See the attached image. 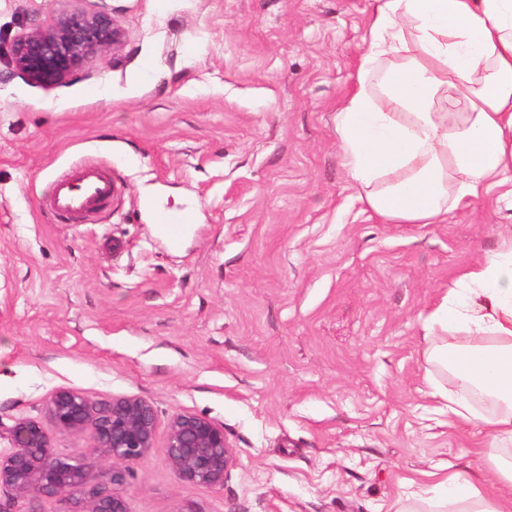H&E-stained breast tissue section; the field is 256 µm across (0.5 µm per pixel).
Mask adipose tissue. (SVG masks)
Listing matches in <instances>:
<instances>
[{
    "label": "adipose tissue",
    "mask_w": 512,
    "mask_h": 512,
    "mask_svg": "<svg viewBox=\"0 0 512 512\" xmlns=\"http://www.w3.org/2000/svg\"><path fill=\"white\" fill-rule=\"evenodd\" d=\"M358 87L336 114L359 198L387 224H444L512 184V0H374ZM463 332L465 345L449 342ZM429 359L494 403L444 392L448 421L512 445V238L479 259L424 327ZM479 486L435 482L440 512H512V460Z\"/></svg>",
    "instance_id": "obj_1"
}]
</instances>
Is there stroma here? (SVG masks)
Listing matches in <instances>:
<instances>
[{
    "mask_svg": "<svg viewBox=\"0 0 512 512\" xmlns=\"http://www.w3.org/2000/svg\"><path fill=\"white\" fill-rule=\"evenodd\" d=\"M373 0H0V425L51 394L136 395L158 438L178 412L223 425V486L133 465L129 512H418L432 473L485 484L488 430L449 424L423 325L501 238L496 196L444 224L365 211L335 116L357 86ZM126 32L63 85L11 75L9 46L64 12ZM124 190L82 224L45 206L70 166ZM191 211L177 244L152 207Z\"/></svg>",
    "mask_w": 512,
    "mask_h": 512,
    "instance_id": "35a3bbf8",
    "label": "stroma"
}]
</instances>
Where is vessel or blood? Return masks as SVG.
Returning <instances> with one entry per match:
<instances>
[{"instance_id": "b4317fda", "label": "vessel or blood", "mask_w": 512, "mask_h": 512, "mask_svg": "<svg viewBox=\"0 0 512 512\" xmlns=\"http://www.w3.org/2000/svg\"><path fill=\"white\" fill-rule=\"evenodd\" d=\"M121 192V183L116 182L104 168L84 163L53 181L47 202L58 222L75 224L103 210ZM190 221L186 214L160 209L154 212L155 224L174 243L180 240Z\"/></svg>"}]
</instances>
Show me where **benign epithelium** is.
<instances>
[{"label":"benign epithelium","instance_id":"benign-epithelium-1","mask_svg":"<svg viewBox=\"0 0 512 512\" xmlns=\"http://www.w3.org/2000/svg\"><path fill=\"white\" fill-rule=\"evenodd\" d=\"M124 40L123 27L107 14L63 13L12 41L11 67L27 81L50 88L66 82L90 56L116 52ZM47 415L63 432L90 435L93 460L54 453L39 422L19 419L8 429L12 448L0 452V496L57 499L75 505L74 512H128L119 489L131 466L157 448L153 406L134 395L97 404L80 392L59 389L48 400ZM164 452L178 478L190 483L221 487L233 464L224 427L188 412L169 419ZM96 460L111 462L105 482L94 476Z\"/></svg>","mask_w":512,"mask_h":512}]
</instances>
